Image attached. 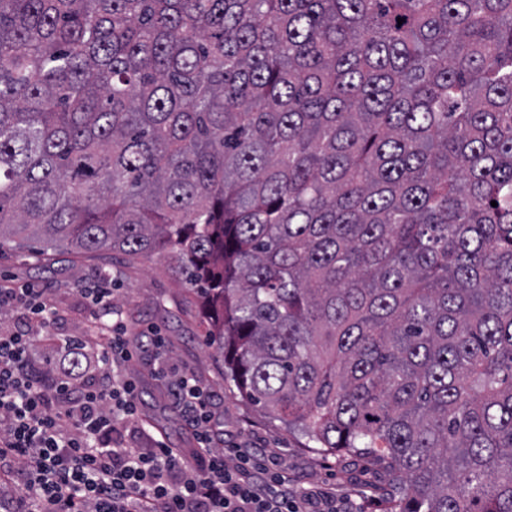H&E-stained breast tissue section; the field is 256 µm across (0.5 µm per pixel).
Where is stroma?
Segmentation results:
<instances>
[{
	"label": "stroma",
	"mask_w": 512,
	"mask_h": 512,
	"mask_svg": "<svg viewBox=\"0 0 512 512\" xmlns=\"http://www.w3.org/2000/svg\"><path fill=\"white\" fill-rule=\"evenodd\" d=\"M110 273L114 303L129 333L159 326L170 340L169 359L177 368L193 371L221 400L216 410L225 446L241 441L277 449L288 477L297 487L312 484L336 489V506L353 512H388L390 474L373 454H327L310 448L300 432L269 417L224 378V361L206 338L205 318L192 293L177 285L156 258H126L105 253L75 258L67 254L4 250L0 252V287L25 284L46 289L56 312L55 340L79 336L90 328L91 304L85 291L99 275ZM133 376L145 398L144 421L162 433L172 446L186 448L190 438L181 416L172 410L151 358L133 366Z\"/></svg>",
	"instance_id": "obj_1"
}]
</instances>
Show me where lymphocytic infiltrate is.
Wrapping results in <instances>:
<instances>
[{
  "label": "lymphocytic infiltrate",
  "instance_id": "lymphocytic-infiltrate-1",
  "mask_svg": "<svg viewBox=\"0 0 512 512\" xmlns=\"http://www.w3.org/2000/svg\"><path fill=\"white\" fill-rule=\"evenodd\" d=\"M42 288L0 289V307L24 308L23 328L0 329V512H336L335 489H297L264 448H223L212 429L215 393L176 372L155 327L132 336L113 319L99 336L65 342L53 367L35 330L55 312ZM152 351L156 375L196 446L184 454L136 425L141 394L130 362Z\"/></svg>",
  "mask_w": 512,
  "mask_h": 512
}]
</instances>
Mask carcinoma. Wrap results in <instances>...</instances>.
<instances>
[{"label": "carcinoma", "instance_id": "obj_1", "mask_svg": "<svg viewBox=\"0 0 512 512\" xmlns=\"http://www.w3.org/2000/svg\"><path fill=\"white\" fill-rule=\"evenodd\" d=\"M33 245L160 257L224 377L377 454L394 512H512V0H0Z\"/></svg>", "mask_w": 512, "mask_h": 512}]
</instances>
